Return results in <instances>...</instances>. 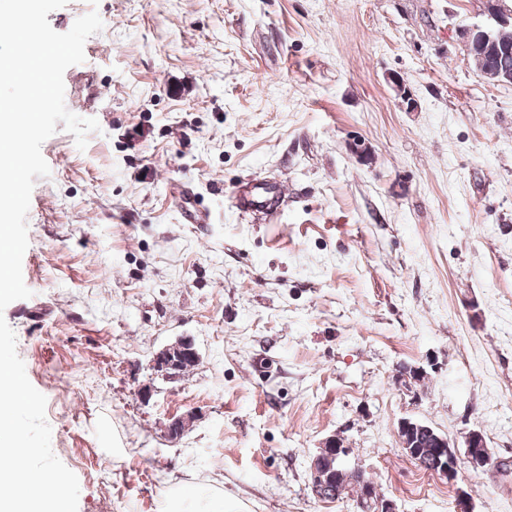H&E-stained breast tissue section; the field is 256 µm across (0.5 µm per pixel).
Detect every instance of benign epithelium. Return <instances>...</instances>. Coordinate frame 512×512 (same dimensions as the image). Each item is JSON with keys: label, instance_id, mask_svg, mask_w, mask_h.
I'll list each match as a JSON object with an SVG mask.
<instances>
[{"label": "benign epithelium", "instance_id": "obj_1", "mask_svg": "<svg viewBox=\"0 0 512 512\" xmlns=\"http://www.w3.org/2000/svg\"><path fill=\"white\" fill-rule=\"evenodd\" d=\"M485 14L490 23L485 26H473L465 28L461 36L474 46L483 50L492 47L487 65L481 72V78L487 82L512 84V77L502 72L494 59L502 53L512 51V8L505 6L506 0H483ZM200 359L194 340L189 336L177 339L175 342L164 346L156 352L150 363V370L167 379L179 377L178 371L182 363ZM195 414L190 412L180 416H174L168 420L165 427V436L169 441H177L190 429L194 422ZM427 430L435 439L437 447L445 452L444 458L436 459L434 472L448 478V482L454 483L458 478L459 446L468 449L466 462L473 469L484 467L491 461V453L488 443L482 432L470 430L463 436V444L448 435L443 434L430 425L416 419L406 418L398 425V437L400 447L406 454H411V441L418 430ZM341 447V444L332 435L325 439L319 453L313 458L310 465V484L313 494H318L325 485L323 474V457L331 451ZM339 478L348 484L346 491L355 498L357 507L361 512H397L396 503L385 496L379 490H374L364 479L354 477L348 469L338 471Z\"/></svg>", "mask_w": 512, "mask_h": 512}]
</instances>
